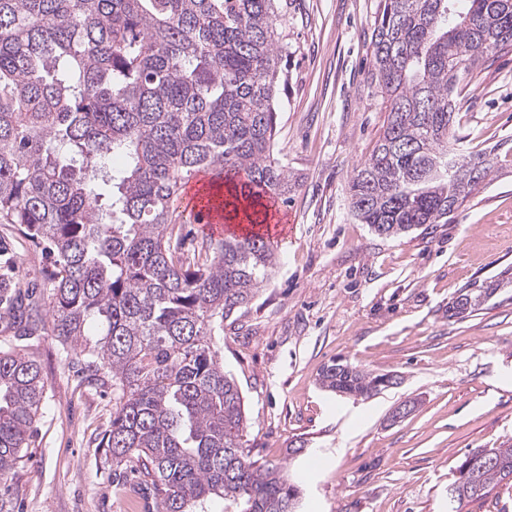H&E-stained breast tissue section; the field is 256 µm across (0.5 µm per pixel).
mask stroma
I'll return each instance as SVG.
<instances>
[{
  "mask_svg": "<svg viewBox=\"0 0 512 512\" xmlns=\"http://www.w3.org/2000/svg\"><path fill=\"white\" fill-rule=\"evenodd\" d=\"M378 0H279L286 78L276 87L273 155L298 187L277 268L224 322V370L244 396V441L287 468L300 512H448V485L475 448L512 444V52L485 58L458 98L464 150L495 149V169L446 224L397 238L350 212L348 184L387 120L370 80ZM45 249L0 224V284L49 309ZM465 288L481 310L450 317ZM40 364L45 396L9 482L14 512H149L152 482H114L98 443L112 386L65 364L46 329L0 319V348ZM348 363L394 377L364 399L320 388ZM301 446L297 455L288 448Z\"/></svg>",
  "mask_w": 512,
  "mask_h": 512,
  "instance_id": "obj_1",
  "label": "stroma"
}]
</instances>
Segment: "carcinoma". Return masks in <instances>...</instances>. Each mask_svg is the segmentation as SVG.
Here are the masks:
<instances>
[{
	"instance_id": "carcinoma-1",
	"label": "carcinoma",
	"mask_w": 512,
	"mask_h": 512,
	"mask_svg": "<svg viewBox=\"0 0 512 512\" xmlns=\"http://www.w3.org/2000/svg\"><path fill=\"white\" fill-rule=\"evenodd\" d=\"M379 0L371 82L387 123L351 178L355 219L380 236L446 224L494 169L450 149L457 96L484 58L512 50V0ZM275 0H0V224L49 249L51 335L66 356L112 380V429L100 447L135 462L159 512H299L288 473L243 447L241 390L224 373V319L275 272L259 233L188 245L182 187L201 170L223 180L224 209L258 213L296 190L272 155L282 70ZM119 153L124 167L106 159ZM489 289L462 291L452 317ZM33 328L20 296L0 315ZM387 375L348 364L320 385L369 398ZM45 378L0 351V482L23 458ZM512 483V446L468 453L448 485L460 506Z\"/></svg>"
}]
</instances>
